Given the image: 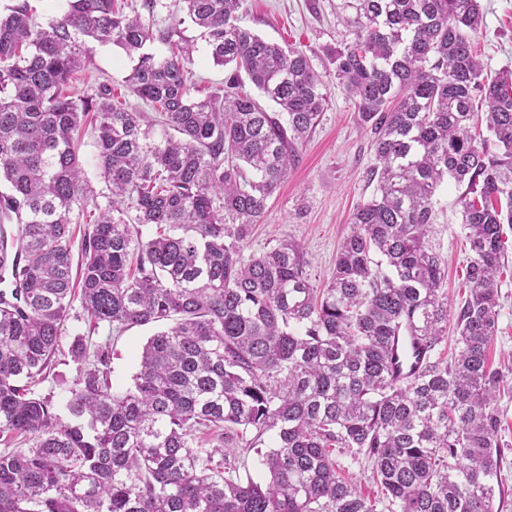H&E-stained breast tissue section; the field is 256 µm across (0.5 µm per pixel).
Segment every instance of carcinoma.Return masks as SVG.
Segmentation results:
<instances>
[{"label":"carcinoma","mask_w":512,"mask_h":512,"mask_svg":"<svg viewBox=\"0 0 512 512\" xmlns=\"http://www.w3.org/2000/svg\"><path fill=\"white\" fill-rule=\"evenodd\" d=\"M157 2L146 18L116 0H62L45 23L27 0L0 14V512H493L505 374L488 348L512 224V71L484 77L480 0H341L350 39L330 62L380 172L320 290L297 244L242 250L324 111L323 76L241 26L244 0H182L225 67L220 93L194 96V44L172 42L185 20L155 28ZM91 41L133 59L126 87L155 119L114 105L107 83L63 93ZM478 103L486 137L471 133ZM85 126L104 206L79 159ZM446 183L472 253L455 307L430 242ZM82 317L92 334L173 326L148 338L123 392L109 347L75 336L64 421L33 386ZM404 338L421 359L406 375ZM267 434L268 479L241 477L237 441ZM18 437L26 450L10 449ZM336 451L371 470L382 501ZM336 460L345 466L344 474L351 480L361 493L368 496L370 499L378 498L381 495L380 487H378L370 478V470H365L363 467L349 465V460L339 455L336 451Z\"/></svg>","instance_id":"1"}]
</instances>
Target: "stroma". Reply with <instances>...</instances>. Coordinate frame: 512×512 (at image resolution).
Masks as SVG:
<instances>
[{"instance_id": "35a3bbf8", "label": "stroma", "mask_w": 512, "mask_h": 512, "mask_svg": "<svg viewBox=\"0 0 512 512\" xmlns=\"http://www.w3.org/2000/svg\"><path fill=\"white\" fill-rule=\"evenodd\" d=\"M337 0H246L242 25L266 39L303 50L323 75L327 105L317 125L298 147V161L287 179L269 198L268 209L244 244L243 258H251L288 240L298 244L307 260L306 272L315 288L331 279L336 252L350 233L356 206L370 198L371 174L377 167L368 129L353 102L332 75L331 51L345 38L336 17ZM483 31L475 43L486 74L512 70V0H481ZM132 62L113 45L95 46L91 59L71 76L68 92L93 93L98 84L112 86L116 104L145 111L142 101L130 95L125 79ZM455 188L442 189L435 206L432 242L448 266L444 285L448 299L460 303L468 294L465 267L471 257L460 226V207ZM505 265L499 274L500 307L498 333L491 343L490 362L502 371L512 370V226L504 228ZM152 325L135 326L122 334L107 327L89 332L86 321L71 320L64 342L91 333L94 344L112 351V383L125 390L136 371L137 356ZM500 418L498 440L504 450L500 464L501 493L495 498L498 512H512V380L501 389L496 401Z\"/></svg>"}]
</instances>
